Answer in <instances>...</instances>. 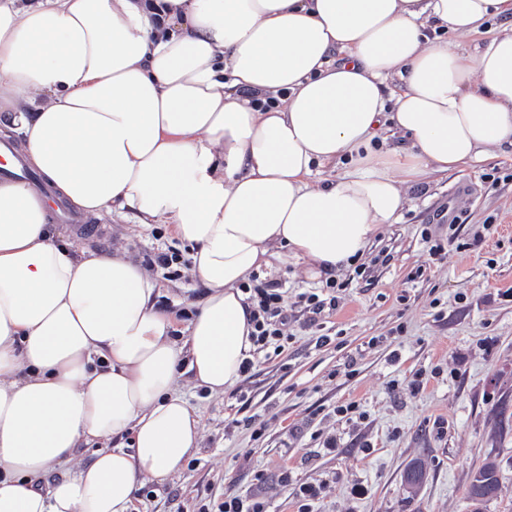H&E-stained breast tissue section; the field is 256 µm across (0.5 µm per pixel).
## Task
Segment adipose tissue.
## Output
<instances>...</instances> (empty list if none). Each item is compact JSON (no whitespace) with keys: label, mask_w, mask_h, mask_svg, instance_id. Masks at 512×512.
<instances>
[{"label":"adipose tissue","mask_w":512,"mask_h":512,"mask_svg":"<svg viewBox=\"0 0 512 512\" xmlns=\"http://www.w3.org/2000/svg\"><path fill=\"white\" fill-rule=\"evenodd\" d=\"M0 132L85 216L191 250L179 340L140 261L0 180V512H134L199 445L181 379L241 380L255 272L334 277L412 187L512 154V0H0Z\"/></svg>","instance_id":"adipose-tissue-1"}]
</instances>
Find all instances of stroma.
<instances>
[{
    "mask_svg": "<svg viewBox=\"0 0 512 512\" xmlns=\"http://www.w3.org/2000/svg\"><path fill=\"white\" fill-rule=\"evenodd\" d=\"M94 226L91 236L59 231L76 246H122L141 259L189 254L169 226L131 214ZM427 230L442 255L431 254ZM275 268L260 279L283 296L287 342L253 351L224 394L184 384L201 415L200 446L177 475L138 488L136 512H212L228 495L297 512L303 485L323 488L312 512H471L466 485L489 461L500 492L483 512H512V157L414 188L399 222L337 272L335 307L311 313L306 297L324 280L288 258ZM149 272L185 335L200 284L186 264L176 275L156 264ZM350 402L355 412L338 413ZM416 461L425 479L411 495L403 474Z\"/></svg>",
    "mask_w": 512,
    "mask_h": 512,
    "instance_id": "stroma-1",
    "label": "stroma"
}]
</instances>
